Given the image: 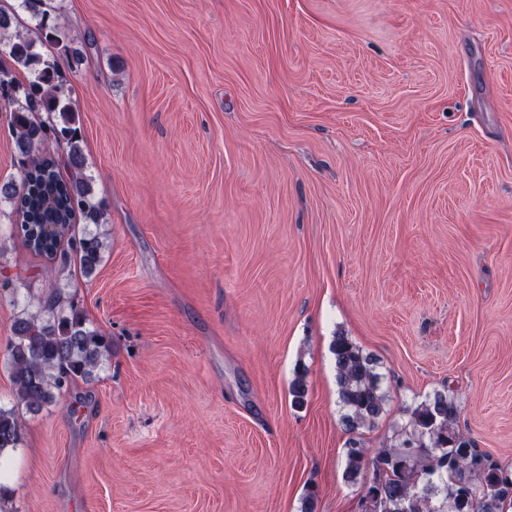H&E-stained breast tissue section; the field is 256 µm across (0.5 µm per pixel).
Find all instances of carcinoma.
Listing matches in <instances>:
<instances>
[{
  "mask_svg": "<svg viewBox=\"0 0 512 512\" xmlns=\"http://www.w3.org/2000/svg\"><path fill=\"white\" fill-rule=\"evenodd\" d=\"M38 21L46 41L60 47L76 66L83 55L58 38V27L48 24L47 0H22ZM7 54L13 65L38 67L35 78L23 85L13 71L0 66V100L11 107L10 123L20 169L19 181L0 185V200L12 204L11 235L19 237L35 255L63 269L74 254L85 276H92L103 260L105 244L97 234L69 235L72 224H103L106 211L91 192L84 172L81 130L69 106L67 80L57 60L34 52L33 42L15 36ZM47 114L48 120L39 119ZM53 140L66 146L65 156L44 155L39 147ZM52 226L51 235L45 228ZM111 353L98 330L87 327L75 307H64L54 295L32 312L17 315L7 340V363L17 403L30 411L50 404L81 381H92ZM336 385L352 434L345 448L343 479L375 492L373 508L362 512H512V471L481 453L456 429L458 406L443 392H435L406 409L408 421L397 430L395 443L367 457L353 433L374 425L384 413L378 363L344 332L331 342ZM292 405L301 408L307 397L305 371L292 381ZM23 428L12 408L0 407V455L22 442ZM372 476L365 479L367 468Z\"/></svg>",
  "mask_w": 512,
  "mask_h": 512,
  "instance_id": "obj_1",
  "label": "carcinoma"
}]
</instances>
